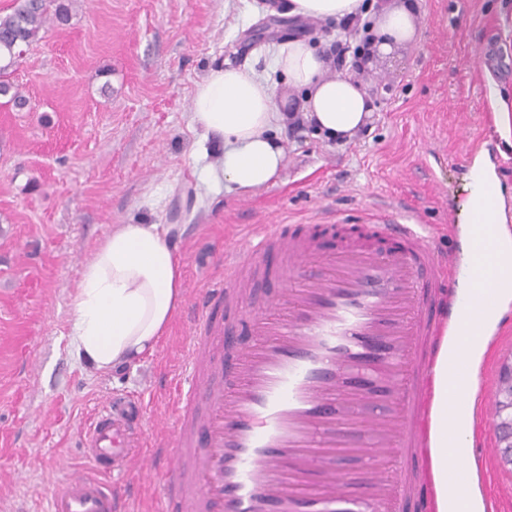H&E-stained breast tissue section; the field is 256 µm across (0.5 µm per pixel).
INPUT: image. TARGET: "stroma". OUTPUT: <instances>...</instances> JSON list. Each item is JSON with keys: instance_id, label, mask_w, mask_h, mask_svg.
<instances>
[{"instance_id": "1", "label": "stroma", "mask_w": 512, "mask_h": 512, "mask_svg": "<svg viewBox=\"0 0 512 512\" xmlns=\"http://www.w3.org/2000/svg\"><path fill=\"white\" fill-rule=\"evenodd\" d=\"M265 0H69L8 76L24 107L0 104V512H41L104 397L135 395L145 423L173 418L194 302L218 277L225 244L252 224L363 225L408 200L422 224L454 222L466 269L471 178L465 146L501 147L487 96L512 104V0H415L416 34L370 49L355 77L374 106L366 127L331 141L286 134L284 164L255 192L213 190L201 175L222 146L189 122L198 82L218 66L265 67L278 45L335 44L339 24L271 18ZM175 224L184 300L137 364L100 374L77 356L70 306L82 263L117 224ZM484 512H512V472L478 484Z\"/></svg>"}]
</instances>
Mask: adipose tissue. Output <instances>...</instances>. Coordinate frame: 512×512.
<instances>
[{
	"mask_svg": "<svg viewBox=\"0 0 512 512\" xmlns=\"http://www.w3.org/2000/svg\"><path fill=\"white\" fill-rule=\"evenodd\" d=\"M362 0H288L292 16L342 21L360 13ZM373 50L390 53L415 35V16L405 6L374 13ZM332 57L305 41L282 43L267 72L218 67L197 85L192 127L224 146L218 165L204 171L213 188L251 192L266 187L284 161L276 132L291 117L274 74L304 90L299 110L329 139L352 137L371 115L369 98L352 77L330 72ZM174 225L118 224L82 264L71 303L77 354L107 372L152 354L184 300L183 270L173 245ZM448 448L444 433L429 432L431 478L437 512H448Z\"/></svg>",
	"mask_w": 512,
	"mask_h": 512,
	"instance_id": "obj_1",
	"label": "adipose tissue"
}]
</instances>
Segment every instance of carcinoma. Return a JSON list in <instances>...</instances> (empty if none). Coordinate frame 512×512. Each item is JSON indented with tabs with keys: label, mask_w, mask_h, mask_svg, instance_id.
<instances>
[{
	"label": "carcinoma",
	"mask_w": 512,
	"mask_h": 512,
	"mask_svg": "<svg viewBox=\"0 0 512 512\" xmlns=\"http://www.w3.org/2000/svg\"><path fill=\"white\" fill-rule=\"evenodd\" d=\"M69 6L64 0H19L14 11L0 15V97L15 106L21 104L19 91L8 80V71L38 40L50 18L68 20Z\"/></svg>",
	"instance_id": "obj_1"
}]
</instances>
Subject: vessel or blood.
Here are the masks:
<instances>
[{
	"mask_svg": "<svg viewBox=\"0 0 512 512\" xmlns=\"http://www.w3.org/2000/svg\"><path fill=\"white\" fill-rule=\"evenodd\" d=\"M378 224L383 252L345 238L335 255L308 271L332 224L252 225L246 249L224 248V273L195 304L184 345L173 420L146 428L143 404L108 397L82 434L89 469L67 470L46 497L47 512H132L112 485L138 462L142 481L161 483L156 512H406L415 484L401 466L418 459L436 422L448 438V508L456 512L466 477L490 460L481 422L495 392L473 369L468 344L496 350L486 315L495 305L485 269H468L470 293L453 287L455 256L440 250L427 225ZM484 205L468 234L471 255L484 248ZM275 253L276 266L265 263ZM283 282L254 311L256 276ZM237 310L254 338H230L219 310ZM463 343L450 362L446 409L430 416L432 364L442 335ZM173 445L136 457L149 435ZM354 449L367 477L352 489L338 466Z\"/></svg>",
	"mask_w": 512,
	"mask_h": 512,
	"instance_id": "b4317fda",
	"label": "vessel or blood"
}]
</instances>
